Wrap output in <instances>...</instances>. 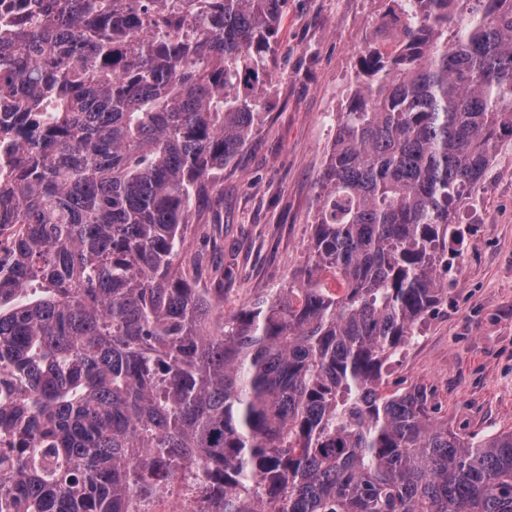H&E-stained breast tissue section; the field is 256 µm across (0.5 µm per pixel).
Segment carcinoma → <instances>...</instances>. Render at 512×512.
I'll use <instances>...</instances> for the list:
<instances>
[{
  "mask_svg": "<svg viewBox=\"0 0 512 512\" xmlns=\"http://www.w3.org/2000/svg\"><path fill=\"white\" fill-rule=\"evenodd\" d=\"M283 0H21L0 121V512H135L181 466L199 512H512V431L382 391L441 303L457 202L512 138V0H392L321 175L303 278L213 324L177 263L193 195L262 120ZM456 28L448 41V26Z\"/></svg>",
  "mask_w": 512,
  "mask_h": 512,
  "instance_id": "cac0c4a2",
  "label": "carcinoma"
}]
</instances>
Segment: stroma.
<instances>
[{"label": "stroma", "instance_id": "stroma-1", "mask_svg": "<svg viewBox=\"0 0 512 512\" xmlns=\"http://www.w3.org/2000/svg\"><path fill=\"white\" fill-rule=\"evenodd\" d=\"M391 0H285L266 118L208 191L194 197L180 255L196 287L233 313L287 287L309 259L318 177L356 87L384 47ZM446 245V299L390 361L386 394L425 387L435 419L481 440L512 430V140L459 206Z\"/></svg>", "mask_w": 512, "mask_h": 512}]
</instances>
